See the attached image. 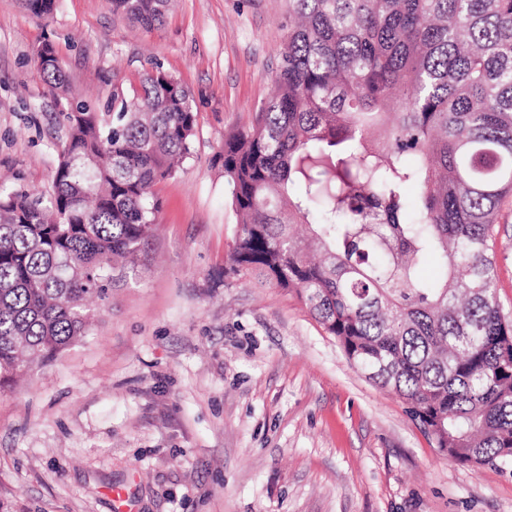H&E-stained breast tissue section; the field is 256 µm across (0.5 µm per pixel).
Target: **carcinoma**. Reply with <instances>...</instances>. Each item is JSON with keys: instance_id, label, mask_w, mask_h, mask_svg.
<instances>
[{"instance_id": "obj_1", "label": "carcinoma", "mask_w": 512, "mask_h": 512, "mask_svg": "<svg viewBox=\"0 0 512 512\" xmlns=\"http://www.w3.org/2000/svg\"><path fill=\"white\" fill-rule=\"evenodd\" d=\"M172 2L112 10L151 29ZM290 2L275 91L224 140L229 259L296 290L448 458L512 466V318L497 294L512 0ZM24 6L48 17L55 0ZM37 72L67 92L55 58ZM66 119L52 194L0 185V392L88 335L86 301L151 236L153 186L190 155L196 112L157 65L132 97L114 92L105 112L79 102Z\"/></svg>"}]
</instances>
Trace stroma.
Here are the masks:
<instances>
[{
    "mask_svg": "<svg viewBox=\"0 0 512 512\" xmlns=\"http://www.w3.org/2000/svg\"><path fill=\"white\" fill-rule=\"evenodd\" d=\"M289 0H177L146 30L109 0L46 19L0 0V184L49 192L69 100L105 110L162 66L191 94V154L116 266L87 337L0 393V512H512V467L440 454L295 292L235 270L224 139L270 97ZM54 44L69 93L36 69ZM512 314V202L498 226Z\"/></svg>",
    "mask_w": 512,
    "mask_h": 512,
    "instance_id": "stroma-1",
    "label": "stroma"
}]
</instances>
